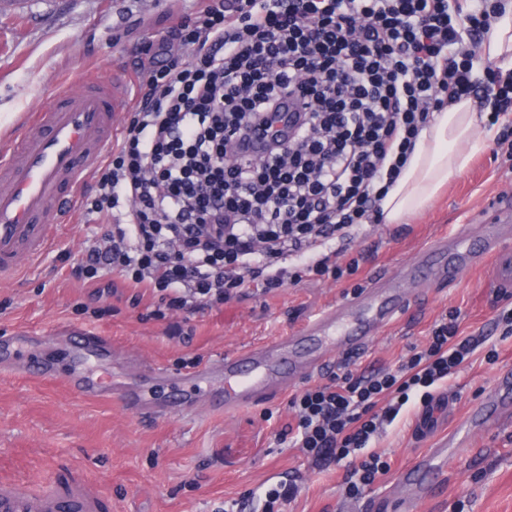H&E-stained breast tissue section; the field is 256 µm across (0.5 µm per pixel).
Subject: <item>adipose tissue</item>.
<instances>
[{
	"instance_id": "1",
	"label": "adipose tissue",
	"mask_w": 512,
	"mask_h": 512,
	"mask_svg": "<svg viewBox=\"0 0 512 512\" xmlns=\"http://www.w3.org/2000/svg\"><path fill=\"white\" fill-rule=\"evenodd\" d=\"M484 55L512 68V0L492 26ZM480 115L470 100L455 103L434 118L416 144L406 169L383 201V221L399 224L420 212L447 183L449 175L467 165L476 148Z\"/></svg>"
}]
</instances>
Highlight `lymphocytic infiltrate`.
<instances>
[{
    "instance_id": "f902f5d3",
    "label": "lymphocytic infiltrate",
    "mask_w": 512,
    "mask_h": 512,
    "mask_svg": "<svg viewBox=\"0 0 512 512\" xmlns=\"http://www.w3.org/2000/svg\"><path fill=\"white\" fill-rule=\"evenodd\" d=\"M502 0H209L156 45L140 101L81 208L106 221L71 274L95 298L151 296V318L220 309L309 274L355 275L358 230L382 202L435 112L492 101L512 117V83L481 81ZM184 62L168 61L172 45ZM287 129H278L282 113ZM267 139L263 163L245 145ZM442 314L397 369H352L288 401L294 447L315 465L358 455L411 393L464 365L477 344Z\"/></svg>"
}]
</instances>
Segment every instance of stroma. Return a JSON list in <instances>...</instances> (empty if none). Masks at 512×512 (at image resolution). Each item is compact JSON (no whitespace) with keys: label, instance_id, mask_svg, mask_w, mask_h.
Masks as SVG:
<instances>
[{"label":"stroma","instance_id":"35a3bbf8","mask_svg":"<svg viewBox=\"0 0 512 512\" xmlns=\"http://www.w3.org/2000/svg\"><path fill=\"white\" fill-rule=\"evenodd\" d=\"M208 0H0V145L27 115L58 89L87 75L125 74L138 88L150 66L153 45L169 28L187 21ZM496 128L481 126L468 166L422 212L403 224H380L356 239L367 250L357 275L341 282L304 278L273 295L254 293L223 308L192 316L191 340L168 334L164 320L146 319V307L108 298L103 316L90 288L70 275L85 243L106 227L74 210L59 224L52 245L11 279L0 281V336L32 330L89 328L110 336L118 353H133L173 373L188 372L224 352L289 333L324 307L368 286L374 271L393 273L411 265L440 237L461 230H492L498 200L512 198V160L495 153ZM407 318L382 329L355 356L359 368L395 367L411 347H423L436 319L460 312L463 335L479 340L470 361L437 393L449 394L452 410L438 437L468 436L469 449L449 457L440 498L419 501L416 512H512V419L471 427L472 414L499 390L502 370L512 367V335L497 327L500 311L512 309L489 270L475 267L448 284L410 283ZM497 350L488 361V350ZM421 405L411 400L370 449L390 470L364 487L358 498L345 494L350 469L341 462L312 467L283 430L292 420L287 396L226 415L196 404L187 413L161 417L135 412L116 400L82 399L63 385L0 376V478L35 488L57 476L96 486L105 512H213L215 505L245 501V512H262L264 494L291 479L299 493L286 512H392L404 493L401 475L438 437L414 436Z\"/></svg>","mask_w":512,"mask_h":512}]
</instances>
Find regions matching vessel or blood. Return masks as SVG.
<instances>
[{"label":"vessel or blood","mask_w":512,"mask_h":512,"mask_svg":"<svg viewBox=\"0 0 512 512\" xmlns=\"http://www.w3.org/2000/svg\"><path fill=\"white\" fill-rule=\"evenodd\" d=\"M125 78L85 79L75 91L62 89L34 115L27 132L0 148V279L22 270L49 245L54 225L43 223L50 209H73L76 192L89 170L101 161L106 144L116 135L115 117L127 107ZM425 264L439 268L449 281L484 259H492V277L499 288L512 289V250L499 241L474 243L471 235L441 238L421 255ZM397 275L377 274L368 288L339 304L321 309L303 324L298 335L280 336L232 354L218 356L187 374H169L159 364L141 366L135 380L119 381L99 371L97 362L113 361L111 338L84 330L67 331V370L46 361L39 337L21 331L0 338V365L17 374L51 381L63 379L73 394L86 398H116L126 406L154 415L191 411L184 386L212 383L206 404L232 414L286 393L302 375L324 369L327 356L313 351L310 361L297 362L292 348L298 339L327 342L344 353L361 351L381 327L392 323L405 308L395 291ZM449 407L448 395L436 396L422 407L416 420L418 434L433 433ZM455 448L446 441L421 457L404 473L405 481L423 477L426 494H441L439 472ZM105 502L93 485L81 479L48 480L40 488L23 490L10 479H0V512H103Z\"/></svg>","instance_id":"b4317fda"}]
</instances>
